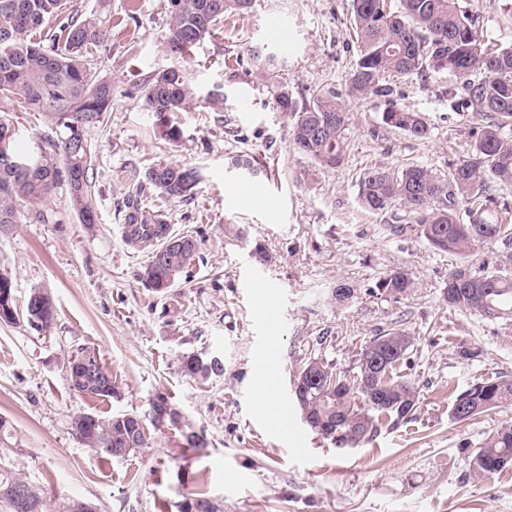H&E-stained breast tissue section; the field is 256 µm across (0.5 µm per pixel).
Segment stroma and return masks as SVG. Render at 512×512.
Returning <instances> with one entry per match:
<instances>
[{"instance_id": "35a3bbf8", "label": "stroma", "mask_w": 512, "mask_h": 512, "mask_svg": "<svg viewBox=\"0 0 512 512\" xmlns=\"http://www.w3.org/2000/svg\"><path fill=\"white\" fill-rule=\"evenodd\" d=\"M465 4L484 44L512 46V0ZM67 7L110 35L91 57L112 83L110 111L87 132L99 222L91 230L80 224L62 185L43 204L56 223L27 220L0 232V271L10 276L17 301L37 288L57 309L44 336L22 321L0 323V417L11 424L0 466L41 488L47 512L70 498L98 512H178L198 490L221 512H512V467L482 479L470 468L476 448L512 425V405L463 423L449 415L452 388L512 376V321L448 307L441 292L460 256L396 232L409 221L403 208L375 214L358 202L359 180L369 170L425 166L444 174L468 154L472 138L457 109L456 79L394 78L389 96L345 97L357 55L352 0H255L249 13L225 16L186 56L202 93L223 92L224 107L200 102L179 113L183 137L172 146L157 137L139 97L141 86L174 63L164 49L167 0H67ZM275 14L295 33L285 54L266 35ZM279 82L301 105L324 90L343 94L350 121L340 167L320 168L293 151L291 121L274 106ZM391 103L422 113L428 137L383 125ZM0 118L9 120L14 146L25 154L59 135L54 124L6 98ZM250 159L257 170L246 168ZM162 160L202 171L191 197L170 200L153 188L137 193L147 168ZM259 181L271 182L273 198L250 195ZM134 194L175 233L198 242L190 279L165 294L139 279L149 251L124 241ZM228 224L241 225L246 241L226 237ZM257 242L268 261L255 257ZM396 269L414 280L398 299L376 288ZM268 282L275 291H262ZM339 283L355 290L344 304L329 300ZM394 323L412 339L411 360L400 369L419 393L412 416L347 451L297 415L292 434L284 435L267 404L292 402L303 364L319 357L354 377L362 347ZM80 347L116 376L119 398L71 390L68 365ZM269 350L278 362L271 377L259 364ZM186 351L220 358L223 376H186L178 361ZM160 393L204 434L205 448L182 452L171 431L156 430L148 448L105 461L73 435L77 414L144 415Z\"/></svg>"}]
</instances>
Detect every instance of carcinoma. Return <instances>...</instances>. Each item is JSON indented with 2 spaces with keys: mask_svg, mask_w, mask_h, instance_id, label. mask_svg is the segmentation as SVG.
I'll use <instances>...</instances> for the list:
<instances>
[{
  "mask_svg": "<svg viewBox=\"0 0 512 512\" xmlns=\"http://www.w3.org/2000/svg\"><path fill=\"white\" fill-rule=\"evenodd\" d=\"M253 0H168L165 51L182 59L224 21L228 13H244ZM65 9V0H0V96L15 101L26 112H39L63 128L59 139L44 141L41 152L25 169L6 165L3 159H21L12 138L0 136V225L20 224L35 218L56 222L39 208L64 183L70 209L80 223L98 221L90 182V147L87 129L98 125L112 106V82L89 66L88 54L100 46L106 31L93 18H72L56 30L48 29ZM358 54L349 73L346 96L365 98L387 92L386 78L429 77L448 73L459 80L461 107L467 112L474 139L468 156L444 177L423 166L400 172L373 169L364 173L358 193L362 208L379 214L397 205L406 210L417 231L432 248L466 255L475 247L512 235L509 206L489 193L488 182L512 185V47L493 49L481 45L473 15L460 0H353ZM146 108L156 118L159 136L172 145L180 142L177 114L200 101L199 89L180 65L156 73L141 90ZM274 106L292 118V149L312 158L323 168L342 164L349 124L338 94L319 93L311 105L300 106L288 87L276 86ZM383 123L414 137L429 134L419 112L392 105L382 113ZM201 172L190 166L158 162L145 172V180L164 197L180 200L191 195ZM465 206L467 221L457 216ZM125 242L133 248L152 247L151 260L139 274L143 284L164 293L180 278H189L199 257L191 235L172 234L170 225L136 205L125 217ZM398 298L413 288L412 278L401 271L387 274L377 285ZM442 300L449 307L490 320L512 319V276L475 269L470 264L448 271ZM29 304L18 309L11 278L0 280V321L28 318ZM40 328L49 332L56 309L37 310ZM411 337L392 329L367 342L358 358L357 375L349 381L333 373L321 358L309 359L295 375L293 396L307 427L340 449L356 448L377 436L383 426L409 417L418 392L408 381L394 377L406 358ZM182 371L209 380L224 374L218 357L195 352L180 356ZM72 391L102 400L118 393L112 384L85 383L69 375ZM450 417L461 423L503 405L512 404V377L480 379L452 391ZM154 420L135 413L100 416L80 413L72 419L75 437L99 457L111 460L121 450L131 454L149 447V428L178 433L177 447L193 451L204 447V435L181 420L169 398L159 394L150 403ZM512 465V426L504 425L474 453V475L488 477ZM21 487L27 505L21 508L5 490ZM0 503L10 512H46L40 491L21 476L0 469ZM179 512H221L209 497L195 493Z\"/></svg>",
  "mask_w": 512,
  "mask_h": 512,
  "instance_id": "cac0c4a2",
  "label": "carcinoma"
}]
</instances>
